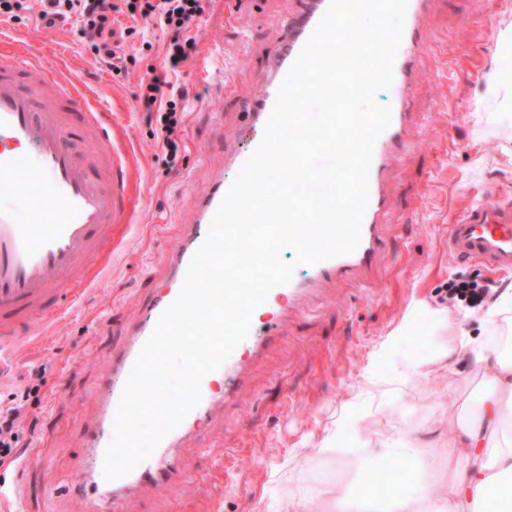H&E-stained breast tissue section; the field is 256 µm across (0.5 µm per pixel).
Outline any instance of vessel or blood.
Here are the masks:
<instances>
[{
    "mask_svg": "<svg viewBox=\"0 0 512 512\" xmlns=\"http://www.w3.org/2000/svg\"><path fill=\"white\" fill-rule=\"evenodd\" d=\"M432 0H408L402 39L393 62L390 90L397 102L388 127L377 138L368 175V206L356 249L308 265L303 276L271 289L270 301L254 311L249 335L222 366L201 381L202 399L157 446L155 453L129 474L113 480L111 493L87 496V512H118V493L171 479L166 468L172 448L184 437L208 424L218 404L232 400L247 363L260 357L272 342L277 322L340 281H367L386 252L390 226L386 217L392 200L385 184L390 163L408 148L407 132L413 123L411 72L428 53L420 18ZM330 0H307L297 17L280 23L281 39L269 73L262 80L247 123L242 147L232 158L243 167L260 144L282 81L302 47L327 11ZM37 64L32 55L0 50V358L7 357L24 327L42 326L56 317L58 299L71 288H83L94 279L92 261L112 251V233L127 223V183L120 155H80L70 139L74 125H99L100 114L91 108L77 82L48 72L51 96L23 86L19 77ZM37 184L41 196L31 197L29 216L20 220L11 198ZM229 177L212 181L197 195L191 219L183 221L179 242L167 265V289L150 300L142 320L130 326L131 342L112 361V372L100 385L104 413L90 433L95 460H103L113 440L119 400L140 351L155 330L162 313L177 299L190 262L205 241L219 204L232 185ZM448 250L461 262L479 260L494 269L512 268V202L487 191L477 203L463 208L448 226ZM266 323H259V316ZM223 382L213 391L214 382Z\"/></svg>",
    "mask_w": 512,
    "mask_h": 512,
    "instance_id": "vessel-or-blood-1",
    "label": "vessel or blood"
}]
</instances>
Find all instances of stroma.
Masks as SVG:
<instances>
[{"mask_svg":"<svg viewBox=\"0 0 512 512\" xmlns=\"http://www.w3.org/2000/svg\"><path fill=\"white\" fill-rule=\"evenodd\" d=\"M301 0H209L197 53L177 77L190 92L176 164L157 147L158 129L138 104L139 85L163 64L166 35L127 13L125 70L96 57L75 21L46 26L25 11L0 35L47 65L76 76L98 107L104 147L122 153L130 184V229L97 283L67 293L63 315L38 334L17 337L0 364V405L22 404L18 454L27 469L0 466V485L24 494V512H84L75 484L88 462L85 440L100 411L98 386L127 324L164 285L166 261L198 192L238 144L267 62L279 44V21ZM512 0H433L420 20L434 52L415 64L411 149L394 162L386 186L392 226L380 271L366 285L330 289L305 315L284 321L266 357L249 364L236 402L183 440L176 453L188 479L128 492L121 512H328L350 492L383 494L403 474V450L427 451L415 499L448 497V439L479 395L482 370L467 339L486 351L512 341V310L497 330L485 317L512 290V271L459 263L448 252V225L492 189L512 201ZM459 281H489L492 294L472 308L449 297ZM40 392H29L32 384ZM348 451L330 455L340 430ZM389 448L391 476L373 469L363 446Z\"/></svg>","mask_w":512,"mask_h":512,"instance_id":"stroma-1","label":"stroma"}]
</instances>
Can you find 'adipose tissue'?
<instances>
[{
	"label": "adipose tissue",
	"instance_id": "adipose-tissue-1",
	"mask_svg": "<svg viewBox=\"0 0 512 512\" xmlns=\"http://www.w3.org/2000/svg\"><path fill=\"white\" fill-rule=\"evenodd\" d=\"M490 375L475 409L457 421L453 447L462 449L448 504L390 499L389 512H512V357L475 351Z\"/></svg>",
	"mask_w": 512,
	"mask_h": 512
}]
</instances>
